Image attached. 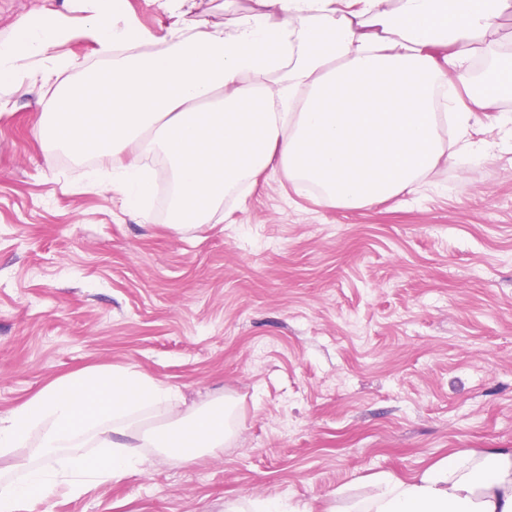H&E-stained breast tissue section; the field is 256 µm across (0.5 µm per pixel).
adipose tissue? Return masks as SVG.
Instances as JSON below:
<instances>
[{
    "instance_id": "ef3b65f1",
    "label": "adipose tissue",
    "mask_w": 512,
    "mask_h": 512,
    "mask_svg": "<svg viewBox=\"0 0 512 512\" xmlns=\"http://www.w3.org/2000/svg\"><path fill=\"white\" fill-rule=\"evenodd\" d=\"M94 2L78 31L41 18L21 25L0 43V78L21 81L50 47L91 40L110 67L63 84L37 134L77 158H163L176 230L211 223L227 194L270 167L340 208L412 192L455 153H492L494 144L473 142L471 123L512 100V54L489 46L484 72L469 66L472 45L512 0H255L231 33L180 20L161 37L130 22L123 0ZM152 178L130 164L98 184L135 210ZM175 396L130 366L51 380L0 416V455L31 446L58 466L16 462L23 477L0 480V512H22L59 484L77 492L127 474L146 448L176 462L223 448L233 412L223 399L175 428L142 427V415ZM88 444L95 454H82ZM376 487L329 512H512V448L454 451L411 478L383 473Z\"/></svg>"
}]
</instances>
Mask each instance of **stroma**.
Listing matches in <instances>:
<instances>
[{"instance_id": "35a3bbf8", "label": "stroma", "mask_w": 512, "mask_h": 512, "mask_svg": "<svg viewBox=\"0 0 512 512\" xmlns=\"http://www.w3.org/2000/svg\"><path fill=\"white\" fill-rule=\"evenodd\" d=\"M231 31L254 0H189ZM91 0H0V39L30 17L80 24ZM0 83V415L52 379L134 366L179 397L148 425L232 398L236 436L185 463L145 449L138 471L24 512H224L277 501L326 512L458 449L512 448V139L439 164L415 192L338 208L266 169L245 202L176 232L88 183L109 157L75 158L37 135L61 80L97 63L75 38Z\"/></svg>"}]
</instances>
